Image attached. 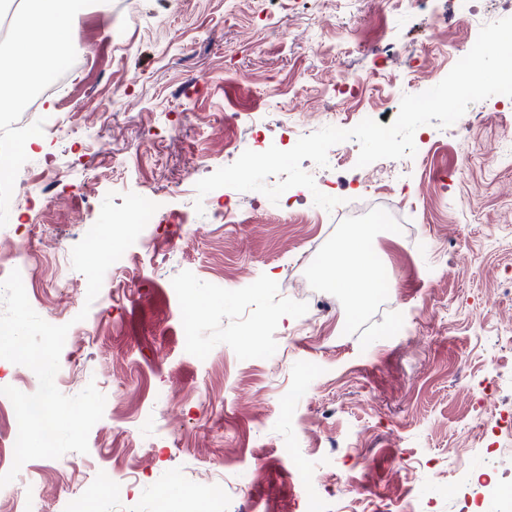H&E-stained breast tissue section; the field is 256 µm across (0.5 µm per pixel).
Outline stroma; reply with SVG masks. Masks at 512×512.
Masks as SVG:
<instances>
[{
	"instance_id": "35a3bbf8",
	"label": "stroma",
	"mask_w": 512,
	"mask_h": 512,
	"mask_svg": "<svg viewBox=\"0 0 512 512\" xmlns=\"http://www.w3.org/2000/svg\"><path fill=\"white\" fill-rule=\"evenodd\" d=\"M456 0H112L87 5L73 46L84 61L63 93L37 111H0V141L20 154L17 198L0 225L41 271L32 308L74 323L58 388L95 384L107 412L89 451L26 462L16 481L31 512H71L82 485L101 490L100 512H156L160 490L182 489L210 466L241 482L215 512H304L306 490L328 492L346 512H489L495 474L484 448L512 438V161L490 154L512 130V101L470 104L452 126L417 129L403 166H358L349 142L322 168L318 189L351 199L372 193L413 216L412 240L396 225L326 223L311 192L290 202L238 193L243 213L215 212L223 190L198 197L197 182L252 149L253 112L278 123L261 148L288 150L299 128L315 132L364 118L341 77L373 75L362 100L374 120H394L408 86L427 89L448 54L476 41L474 27L441 28ZM420 55L417 71H384L387 43ZM154 197L159 214L145 247L104 278L113 298L86 307L85 277L70 249L99 216L107 193ZM375 238L390 272L377 304L351 313L311 256L355 229ZM64 241L65 251L51 242ZM311 278L327 312L304 324L284 281ZM85 321H77L80 311ZM306 396L290 397L294 383ZM213 394L205 402V394ZM309 458L306 482L296 456ZM125 473L121 493L102 481Z\"/></svg>"
}]
</instances>
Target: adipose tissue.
<instances>
[{"label": "adipose tissue", "instance_id": "obj_1", "mask_svg": "<svg viewBox=\"0 0 512 512\" xmlns=\"http://www.w3.org/2000/svg\"><path fill=\"white\" fill-rule=\"evenodd\" d=\"M82 0H22L14 17L9 51L0 70L7 72L0 82V97L17 101L27 91L28 63L44 55L59 56L72 43V31ZM372 237L360 232L339 245L329 263L334 266L333 282L345 290L355 307L372 300L378 286V272L372 261Z\"/></svg>", "mask_w": 512, "mask_h": 512}]
</instances>
